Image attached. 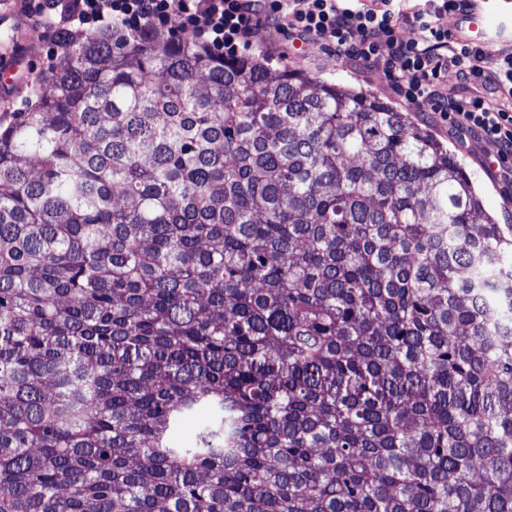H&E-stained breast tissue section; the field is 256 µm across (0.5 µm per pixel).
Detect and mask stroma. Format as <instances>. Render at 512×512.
Wrapping results in <instances>:
<instances>
[{"label":"stroma","mask_w":512,"mask_h":512,"mask_svg":"<svg viewBox=\"0 0 512 512\" xmlns=\"http://www.w3.org/2000/svg\"><path fill=\"white\" fill-rule=\"evenodd\" d=\"M288 41V35L277 26L266 28L260 47L249 51L253 60L270 61L272 68H285L306 74L324 82L337 83L359 91H367L378 95L394 109L406 112L410 120L430 131L441 140L460 160L470 174L482 200L484 210L492 215L498 223L512 224V204L506 203L503 190L494 180L478 141L460 143L452 136L446 123L439 116L416 109L406 108L389 88L386 73L378 67L367 68L350 61L337 60L331 52L318 47H308L306 53H292L288 58H280L279 51ZM28 54L19 60L17 68L18 90L9 102L0 103V112H26L34 105L36 97L33 93V82L36 78L48 76L45 64L44 47L41 41H28Z\"/></svg>","instance_id":"1"}]
</instances>
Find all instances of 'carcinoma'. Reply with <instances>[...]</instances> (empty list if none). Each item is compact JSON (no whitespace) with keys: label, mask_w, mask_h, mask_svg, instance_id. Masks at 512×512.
<instances>
[{"label":"carcinoma","mask_w":512,"mask_h":512,"mask_svg":"<svg viewBox=\"0 0 512 512\" xmlns=\"http://www.w3.org/2000/svg\"><path fill=\"white\" fill-rule=\"evenodd\" d=\"M37 83L0 114V512H512V224L447 147L193 39Z\"/></svg>","instance_id":"carcinoma-1"}]
</instances>
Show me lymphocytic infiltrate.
Segmentation results:
<instances>
[{
  "instance_id": "lymphocytic-infiltrate-1",
  "label": "lymphocytic infiltrate",
  "mask_w": 512,
  "mask_h": 512,
  "mask_svg": "<svg viewBox=\"0 0 512 512\" xmlns=\"http://www.w3.org/2000/svg\"><path fill=\"white\" fill-rule=\"evenodd\" d=\"M468 6V0H24L19 16L40 30L50 60L64 36L93 27L149 38L174 24L229 64L242 63L243 50L274 21L301 44L382 68L405 104L439 114L457 137H477L505 161L512 157V52L495 56L452 38L443 19ZM409 28L418 38H406ZM451 71L480 84L482 94L449 89L442 76Z\"/></svg>"
}]
</instances>
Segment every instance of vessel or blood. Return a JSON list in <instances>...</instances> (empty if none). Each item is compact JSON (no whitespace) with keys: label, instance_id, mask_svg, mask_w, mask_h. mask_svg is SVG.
Listing matches in <instances>:
<instances>
[{"label":"vessel or blood","instance_id":"1","mask_svg":"<svg viewBox=\"0 0 512 512\" xmlns=\"http://www.w3.org/2000/svg\"><path fill=\"white\" fill-rule=\"evenodd\" d=\"M512 31V0H472L461 12L457 37L482 46Z\"/></svg>","mask_w":512,"mask_h":512}]
</instances>
